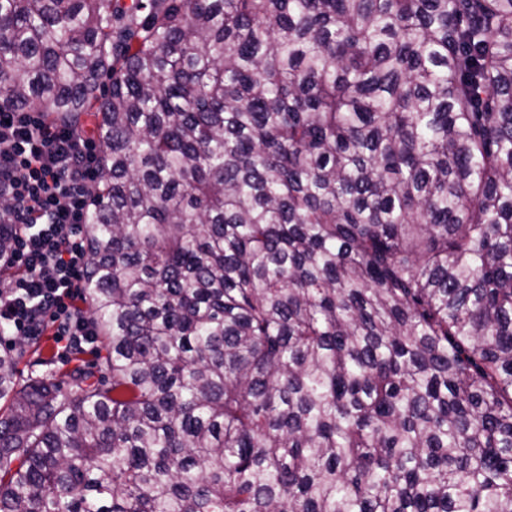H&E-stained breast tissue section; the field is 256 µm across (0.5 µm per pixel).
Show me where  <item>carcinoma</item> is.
Masks as SVG:
<instances>
[{
	"instance_id": "cac0c4a2",
	"label": "carcinoma",
	"mask_w": 512,
	"mask_h": 512,
	"mask_svg": "<svg viewBox=\"0 0 512 512\" xmlns=\"http://www.w3.org/2000/svg\"><path fill=\"white\" fill-rule=\"evenodd\" d=\"M0 96L110 378L0 351V512H512V0H0Z\"/></svg>"
}]
</instances>
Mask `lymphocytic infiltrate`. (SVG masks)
Instances as JSON below:
<instances>
[{
  "instance_id": "f902f5d3",
  "label": "lymphocytic infiltrate",
  "mask_w": 512,
  "mask_h": 512,
  "mask_svg": "<svg viewBox=\"0 0 512 512\" xmlns=\"http://www.w3.org/2000/svg\"><path fill=\"white\" fill-rule=\"evenodd\" d=\"M96 177V147L81 132L0 101V195L14 228L0 278V335L31 339L55 325L65 356L98 341L76 306L85 273L82 231Z\"/></svg>"
}]
</instances>
